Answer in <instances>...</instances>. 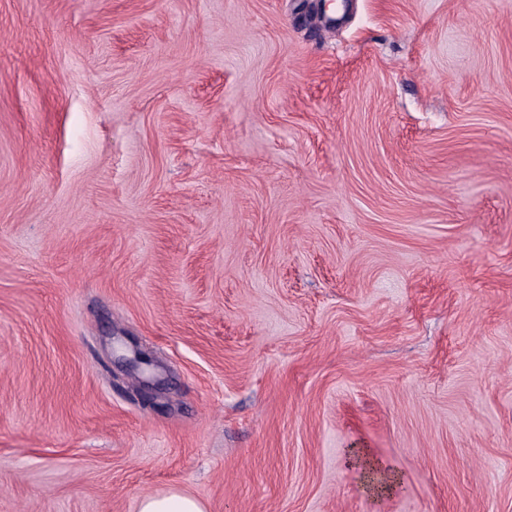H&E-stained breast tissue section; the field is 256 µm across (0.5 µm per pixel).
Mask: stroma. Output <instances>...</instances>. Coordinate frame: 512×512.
Instances as JSON below:
<instances>
[{"label": "stroma", "mask_w": 512, "mask_h": 512, "mask_svg": "<svg viewBox=\"0 0 512 512\" xmlns=\"http://www.w3.org/2000/svg\"><path fill=\"white\" fill-rule=\"evenodd\" d=\"M314 3L0 0V512H512V0ZM139 512H205V507L193 495L181 491H169L142 498Z\"/></svg>", "instance_id": "1"}]
</instances>
